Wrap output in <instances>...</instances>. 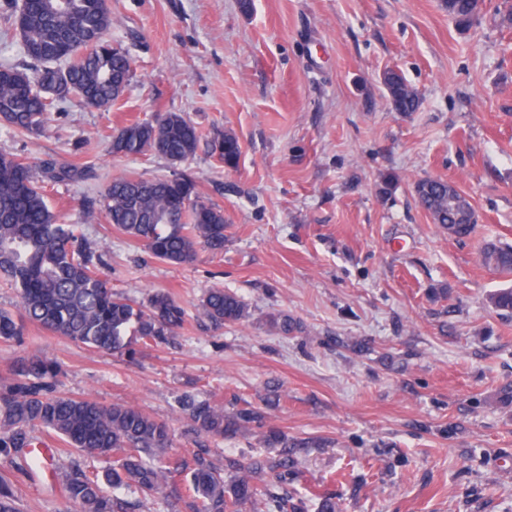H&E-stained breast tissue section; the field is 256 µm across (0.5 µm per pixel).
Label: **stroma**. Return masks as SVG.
<instances>
[{
	"mask_svg": "<svg viewBox=\"0 0 512 512\" xmlns=\"http://www.w3.org/2000/svg\"><path fill=\"white\" fill-rule=\"evenodd\" d=\"M110 0L113 44L133 79L109 111L72 98L40 136L0 125V153L76 163V181H46L61 222L79 225L118 294L169 292L187 321L169 344L135 357L101 354L27 324L0 343V382L28 358L63 369L62 395L128 403L164 420L186 453V393L225 410L282 394L273 424L301 451L298 490L334 493L342 512H512V317L487 303L508 280L478 261L484 241L512 243V0H485L460 33L441 0ZM0 64L37 69L0 0ZM396 69L422 96L402 116L381 75ZM181 112L201 134L180 167L113 155L115 128ZM242 145L236 168L210 153L214 130ZM190 174L228 222L223 253L174 269L87 216L118 176ZM396 175L390 195L377 185ZM455 183L478 216L473 234L431 224L413 184ZM247 302L253 318L211 327L209 288ZM284 312V336L265 317ZM35 436L44 437L42 429ZM44 459L18 481L20 512H76L60 493L81 453Z\"/></svg>",
	"mask_w": 512,
	"mask_h": 512,
	"instance_id": "1",
	"label": "stroma"
}]
</instances>
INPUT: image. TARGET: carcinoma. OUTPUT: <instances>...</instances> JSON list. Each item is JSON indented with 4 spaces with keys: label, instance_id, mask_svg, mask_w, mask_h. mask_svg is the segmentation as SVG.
<instances>
[{
    "label": "carcinoma",
    "instance_id": "1",
    "mask_svg": "<svg viewBox=\"0 0 512 512\" xmlns=\"http://www.w3.org/2000/svg\"><path fill=\"white\" fill-rule=\"evenodd\" d=\"M25 53L41 68L30 75L0 65V124L40 135L55 103L71 97L109 109L133 78L129 52L112 45L107 33L112 14L104 0H8ZM457 29L469 31L480 18L484 0H443ZM381 83L399 114L417 111V88L402 73L389 69ZM200 132L186 115L166 112L157 120H135L113 130L112 154L147 152L176 165L194 155ZM211 152L224 166H237L242 153L231 132L211 141ZM51 178H82L79 165L49 167ZM418 205L432 223L458 233L475 223L473 207L454 184L433 177L413 187ZM98 209L112 227L142 245L157 261L173 267L194 263L199 251L224 252V210L200 195L186 174L171 177H119L99 195ZM481 264L512 277V245L488 242L479 251ZM102 256L75 224H62L46 200L44 186L22 160L0 154V273L19 290L21 314L0 310V341L22 339L25 322L112 354H136V346L169 343L186 321L183 306L166 292L144 303L118 296L102 271ZM501 314H512V287L488 295ZM203 316L214 326L237 324L251 317L248 304L235 292L216 286L202 302ZM269 326L284 334L294 320L278 312ZM59 364L38 357L21 364L15 377L0 383V512H19L15 477H31L38 460L30 457L34 428L58 436L86 457L104 458L110 466L90 472L79 465L62 476V491L81 512H134L127 495H151L162 486L181 484L191 512H244L263 504L265 512H309L298 495L299 462L289 451L288 434L265 426L266 412L242 407L232 412L210 399L185 397L181 410L196 437H230L256 426L261 442L277 449L273 456L218 460L209 448L193 451L191 460L172 459L169 425L138 407L58 394Z\"/></svg>",
    "mask_w": 512,
    "mask_h": 512
}]
</instances>
